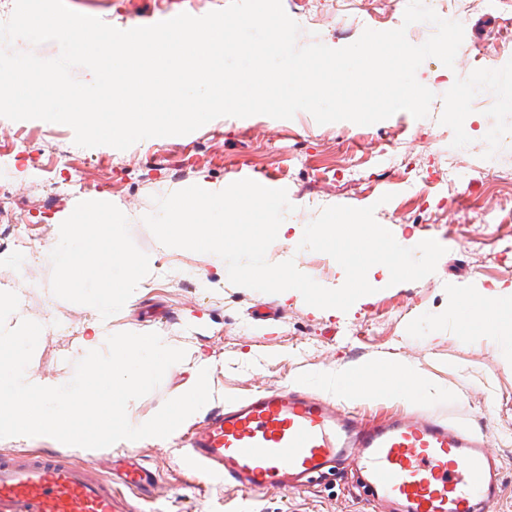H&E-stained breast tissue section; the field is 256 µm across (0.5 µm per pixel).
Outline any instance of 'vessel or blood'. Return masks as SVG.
Returning <instances> with one entry per match:
<instances>
[{
	"label": "vessel or blood",
	"instance_id": "vessel-or-blood-1",
	"mask_svg": "<svg viewBox=\"0 0 512 512\" xmlns=\"http://www.w3.org/2000/svg\"><path fill=\"white\" fill-rule=\"evenodd\" d=\"M351 386L411 391L413 379L368 371ZM191 475L240 491L302 486L339 465L364 477L375 512H498L499 466L482 435L438 415L376 422L327 397L288 386L225 401L192 430L182 451ZM120 480L152 492L133 462ZM0 512H130L111 480L56 451L0 453Z\"/></svg>",
	"mask_w": 512,
	"mask_h": 512
}]
</instances>
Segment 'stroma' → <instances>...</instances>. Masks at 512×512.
Returning <instances> with one entry per match:
<instances>
[{
  "label": "stroma",
  "instance_id": "stroma-1",
  "mask_svg": "<svg viewBox=\"0 0 512 512\" xmlns=\"http://www.w3.org/2000/svg\"><path fill=\"white\" fill-rule=\"evenodd\" d=\"M408 0H282L301 27L299 46L314 42L341 48L365 29L405 28L411 44L431 31L404 25ZM230 0H66L80 14L121 30L149 26L180 13L195 17L228 7ZM464 27L453 67L427 58L418 81L435 94L426 118L400 111L372 125L349 121L318 124L300 111L290 119L266 115L219 117L181 136L152 137L127 149L77 146L73 129L43 120L0 117V149L11 151V208L0 215V284L13 282L14 236L30 245L25 278L33 287L18 316L43 327L30 362L49 378L73 374L74 345L96 312L49 295L52 269L38 257L59 235L61 223L82 200L106 201L127 217L132 238L148 254L150 272L112 317L113 332H160L184 349L159 387L130 403L134 418L153 417L175 394L193 384L206 361L211 405L270 387H301L331 395L367 419L416 409L485 433L499 459L501 512H512V347L502 333L465 335L448 317L459 296L495 305L497 287L512 285V80L473 89V77L498 55L512 73V6L488 9L483 0H439ZM471 87L464 108L459 90ZM498 131L496 142L487 130ZM498 165L480 180L469 172L487 154ZM277 178L295 207L285 218L298 229L333 205L375 206L376 221L394 238L434 239L445 247L425 278L380 287L348 311L321 309L296 297L232 284L222 267L203 254L158 247L143 221L155 198L192 185L215 191L250 176ZM58 191L44 190L46 182ZM266 259L294 260L298 270L333 287L345 281L328 254L301 248L293 234L277 238ZM201 278L205 288L191 280ZM260 303L276 306L275 320L253 319ZM410 367L414 380L438 394L346 391L327 380L351 369L379 375ZM59 447L68 459L111 475L127 450L156 476L151 496L129 495L134 512H373L346 474L320 486L244 493L207 487L184 471L174 438L141 439L85 452L43 437L0 439V452Z\"/></svg>",
  "mask_w": 512,
  "mask_h": 512
}]
</instances>
